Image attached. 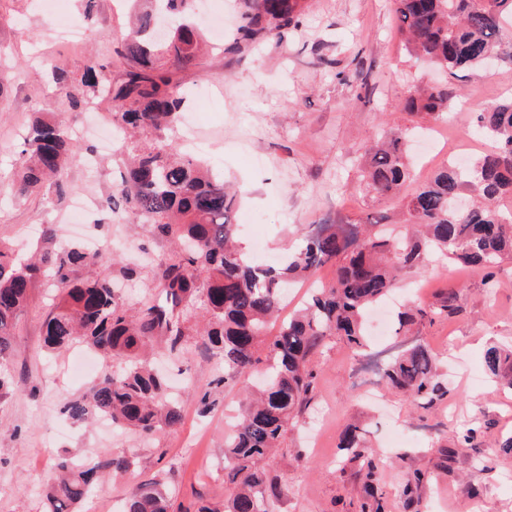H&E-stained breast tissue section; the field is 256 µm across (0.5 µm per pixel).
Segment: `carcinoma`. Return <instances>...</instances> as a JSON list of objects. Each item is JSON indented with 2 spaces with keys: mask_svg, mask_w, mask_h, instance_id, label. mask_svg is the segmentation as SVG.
<instances>
[{
  "mask_svg": "<svg viewBox=\"0 0 512 512\" xmlns=\"http://www.w3.org/2000/svg\"><path fill=\"white\" fill-rule=\"evenodd\" d=\"M398 32L419 58L452 74L479 69L494 56L512 61L503 44L512 23V0H394ZM193 0H157L136 16L115 53L123 71L113 79L104 66H90L75 81L53 74L66 88L69 106L83 108L96 97L112 101V127L124 134L127 175L112 198L115 208L153 236L174 239L179 251L161 256L153 268L162 301L137 308L119 293L114 280H79L76 272L96 264L77 247L40 260L17 262L12 246L0 241V395L7 388L13 355V330L28 290L39 275L57 289L56 303L43 322V343L58 349L76 340L124 367L99 379L88 394L68 401L63 412L74 422L93 414L153 436L181 422L179 401L152 367L148 351L182 353L190 340L192 313L200 311L204 333L219 348L229 384L263 365L265 381L246 390L247 406L232 433L224 437V457L232 462L228 477L235 489L224 512H273L280 491L260 463L280 447L288 424L309 406L316 374L311 355L336 336L359 356L368 346L364 319L383 301L403 274L432 258L483 273L488 290L496 286L499 261L512 254V96L476 113L482 133L493 143L467 170L452 163L438 168L406 203L412 233H396L366 218L361 224H320L281 266L261 264L234 240L233 214L238 197L224 179L183 153L165 131L173 127L184 104L171 67L187 68L198 53L197 29L190 20ZM298 25V0H245L239 39L254 41ZM445 86L412 87L405 109L441 120L453 104ZM72 134L59 120H34L16 154L21 195L54 189L68 180ZM364 178L371 192L400 194L410 179L406 136L392 133L364 146ZM327 264L335 278L312 290L305 307L267 331L279 317L283 286ZM459 292L449 291L438 306H417L396 316L395 334L405 335L458 309ZM488 372L512 390V349H487ZM383 386L402 392L422 409L447 398L439 380V362L427 345L415 340L384 371ZM343 461L356 462L365 497L359 512H385L379 475L386 461L372 450L368 431L345 428ZM126 456L80 463L66 460L46 493L45 512H73L93 490L100 474L123 473ZM121 512H169L167 493L145 484L126 497Z\"/></svg>",
  "mask_w": 512,
  "mask_h": 512,
  "instance_id": "obj_1",
  "label": "carcinoma"
}]
</instances>
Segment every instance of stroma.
<instances>
[{
  "label": "stroma",
  "instance_id": "35a3bbf8",
  "mask_svg": "<svg viewBox=\"0 0 512 512\" xmlns=\"http://www.w3.org/2000/svg\"><path fill=\"white\" fill-rule=\"evenodd\" d=\"M224 19V47L201 56L194 67L176 70L189 96L183 119L197 126L202 154L242 191L235 216L240 240L261 241L262 258L277 263L290 246L317 224H357L366 216L386 223L405 221L402 199L371 197L357 156L364 143L402 130L412 137V182L421 184L450 154H481L491 145L474 127L471 104L501 100L512 87V66L496 64L461 73L456 84L465 99L438 125L441 154L426 159L425 136L403 100L416 84L437 74L406 50L395 29L391 0H299L300 22L284 34L258 43L238 42L244 0H212ZM81 0H62L59 11L42 0H0V239L22 256L70 244L99 243L102 262L79 270L82 279L114 277L124 295L151 297V261L171 253L174 242L152 237L140 225L111 212L108 202L121 180L120 158L101 159L88 176V157L101 151L98 124L112 105L93 100L73 110L52 80L53 70L81 77L87 67L121 65L115 49L128 27L125 0H95L83 17ZM77 18L82 37L57 34L63 17ZM210 83L214 97L196 90ZM84 127L69 159L62 193L18 194L12 158L35 114ZM93 208L71 221V203L83 194ZM54 229V238L41 230ZM132 279H123L124 269ZM460 293L459 313L425 325L421 339L441 360L448 397L430 410L407 396L383 390L378 375L401 349L391 335L368 356L353 357L347 345L330 340L310 363L317 375L309 407L289 426L282 448L264 467L280 489L274 512H358L363 484L357 465L338 466V444L347 424L365 427L385 457L409 453L424 482L414 498L402 494L404 469L387 466L380 486L387 512H512V454L498 440L512 432V393L501 391L483 362L492 344L512 347V260L497 270V288L483 275L456 264H427L405 274L397 300L438 304L448 289ZM54 290L39 281L14 329L12 387L0 397V512H44L43 492L65 459L124 455L133 465L119 477L105 476L96 495L77 512H117L138 486L160 481L170 512L204 503L219 512L231 485L224 472V427L237 416L245 394L240 387L213 386L221 373L217 350L191 342L181 366L162 362L180 397L183 419L151 437L133 430L111 432L100 420L74 423L59 403L82 396L91 382L67 378L73 347L46 350L42 323ZM210 388L211 407L199 401ZM477 426L474 450L447 460L464 427Z\"/></svg>",
  "mask_w": 512,
  "mask_h": 512
}]
</instances>
